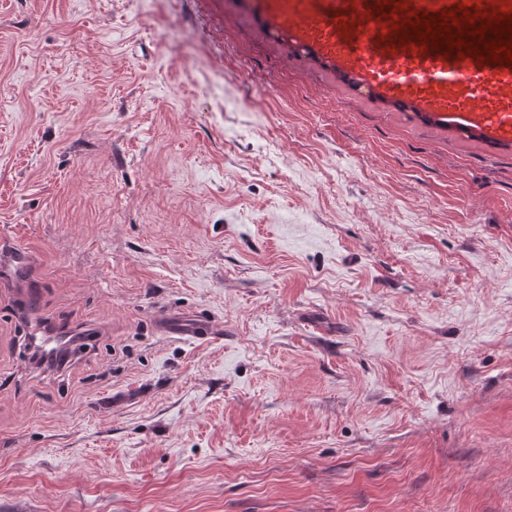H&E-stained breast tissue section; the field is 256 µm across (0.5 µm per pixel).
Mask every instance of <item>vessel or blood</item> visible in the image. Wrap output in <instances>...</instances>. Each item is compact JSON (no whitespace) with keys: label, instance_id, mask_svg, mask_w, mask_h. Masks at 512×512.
I'll use <instances>...</instances> for the list:
<instances>
[{"label":"vessel or blood","instance_id":"1","mask_svg":"<svg viewBox=\"0 0 512 512\" xmlns=\"http://www.w3.org/2000/svg\"><path fill=\"white\" fill-rule=\"evenodd\" d=\"M265 35L280 46L311 49L332 68L355 77L393 102L478 129L486 138L512 141V67L478 64L476 58L444 54L432 46L414 52L404 44L387 48V27L377 0H244ZM351 32H344V24ZM32 254L17 238H0V282L25 284L21 305L30 341L54 350V333L35 320L38 293L29 277ZM159 327L180 340H203L214 334L212 321L166 315Z\"/></svg>","mask_w":512,"mask_h":512}]
</instances>
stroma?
Listing matches in <instances>:
<instances>
[{
    "mask_svg": "<svg viewBox=\"0 0 512 512\" xmlns=\"http://www.w3.org/2000/svg\"><path fill=\"white\" fill-rule=\"evenodd\" d=\"M2 233L97 337L0 286V512H512V143L239 0H0ZM159 327L165 336L180 340H204L215 332L210 320L171 314H167L160 320Z\"/></svg>",
    "mask_w": 512,
    "mask_h": 512,
    "instance_id": "stroma-1",
    "label": "stroma"
}]
</instances>
